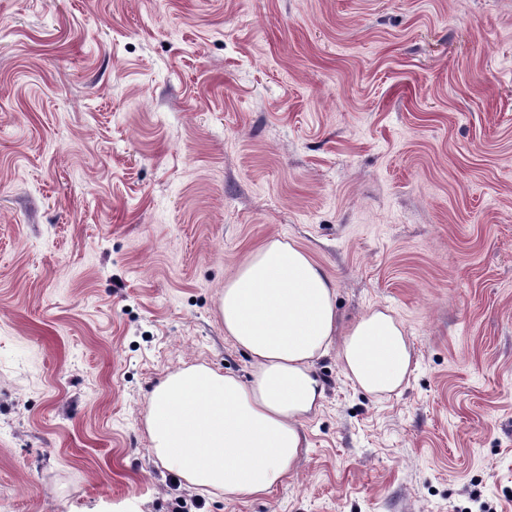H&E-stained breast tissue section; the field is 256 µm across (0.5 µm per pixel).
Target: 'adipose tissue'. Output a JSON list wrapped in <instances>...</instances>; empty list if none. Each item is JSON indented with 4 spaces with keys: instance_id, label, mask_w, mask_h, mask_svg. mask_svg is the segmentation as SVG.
Masks as SVG:
<instances>
[{
    "instance_id": "ef3b65f1",
    "label": "adipose tissue",
    "mask_w": 512,
    "mask_h": 512,
    "mask_svg": "<svg viewBox=\"0 0 512 512\" xmlns=\"http://www.w3.org/2000/svg\"><path fill=\"white\" fill-rule=\"evenodd\" d=\"M224 332L251 359L252 380L202 366L170 374L147 420L153 451L203 492L261 497L296 468L305 422L324 397L315 364L335 354L346 378L374 396L398 391L413 361L402 324L373 309L341 327L336 285L300 248L273 238L220 298Z\"/></svg>"
}]
</instances>
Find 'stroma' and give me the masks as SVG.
<instances>
[{"instance_id": "1", "label": "stroma", "mask_w": 512, "mask_h": 512, "mask_svg": "<svg viewBox=\"0 0 512 512\" xmlns=\"http://www.w3.org/2000/svg\"><path fill=\"white\" fill-rule=\"evenodd\" d=\"M414 370L321 408L263 497L152 452L154 389L249 381L271 238ZM512 512V0H0V512Z\"/></svg>"}]
</instances>
